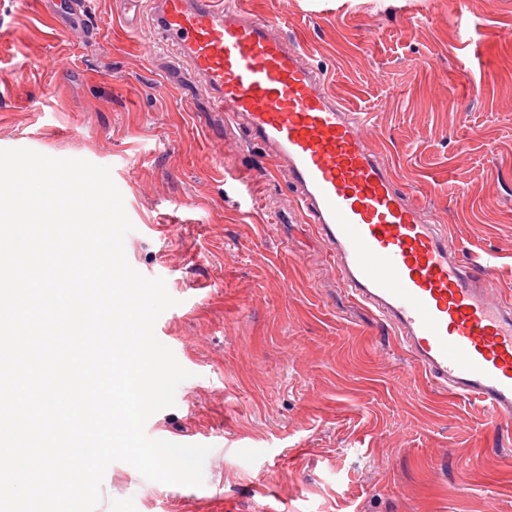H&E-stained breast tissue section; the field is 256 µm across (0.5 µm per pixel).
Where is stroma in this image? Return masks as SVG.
Instances as JSON below:
<instances>
[{"mask_svg": "<svg viewBox=\"0 0 512 512\" xmlns=\"http://www.w3.org/2000/svg\"><path fill=\"white\" fill-rule=\"evenodd\" d=\"M320 66L458 254L512 291V0H245ZM0 0V148L111 169L126 256L178 304L191 373L149 437L211 446L200 487L106 470L96 512H512V432L439 391L338 279L274 162L152 62L117 0Z\"/></svg>", "mask_w": 512, "mask_h": 512, "instance_id": "1", "label": "stroma"}]
</instances>
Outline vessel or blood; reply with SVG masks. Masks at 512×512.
<instances>
[{
    "mask_svg": "<svg viewBox=\"0 0 512 512\" xmlns=\"http://www.w3.org/2000/svg\"><path fill=\"white\" fill-rule=\"evenodd\" d=\"M147 9L163 74L189 71L212 111L281 162L349 295L373 309L440 390L512 424V295L492 255L460 258L362 132L364 118L272 20L241 0H123Z\"/></svg>",
    "mask_w": 512,
    "mask_h": 512,
    "instance_id": "obj_1",
    "label": "vessel or blood"
}]
</instances>
